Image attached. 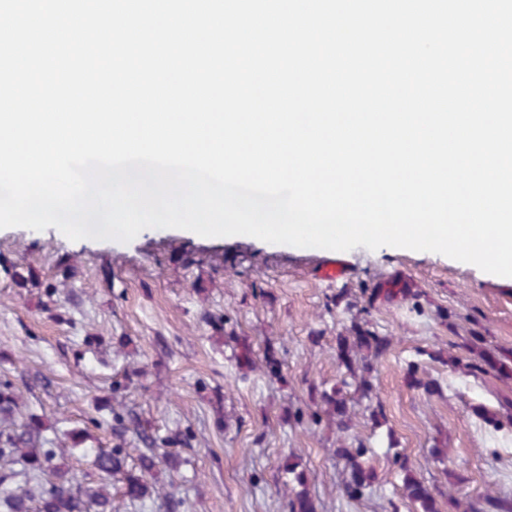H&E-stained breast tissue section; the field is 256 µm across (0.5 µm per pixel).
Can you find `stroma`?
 I'll list each match as a JSON object with an SVG mask.
<instances>
[{
    "mask_svg": "<svg viewBox=\"0 0 512 512\" xmlns=\"http://www.w3.org/2000/svg\"><path fill=\"white\" fill-rule=\"evenodd\" d=\"M325 249L235 235L146 229L132 241L68 239L50 227L0 229V383L21 393L15 422H43L41 442L76 483L107 487L112 512H289L284 466L300 474L312 512H410L401 455L437 512L512 503V278L433 252L357 247L347 273L316 276ZM400 280L409 296L369 301ZM228 316L233 341L211 316ZM365 319L387 349L374 361L373 396L351 403L373 453V484L347 496L336 450L347 435L306 419L311 386L341 374L336 336ZM273 341L281 374L239 370L235 357ZM418 362L439 385L409 384ZM135 413L162 438L144 475L169 497L130 499L122 476L102 484L85 451L120 448L140 472L135 434L116 437L113 415Z\"/></svg>",
    "mask_w": 512,
    "mask_h": 512,
    "instance_id": "1",
    "label": "stroma"
}]
</instances>
